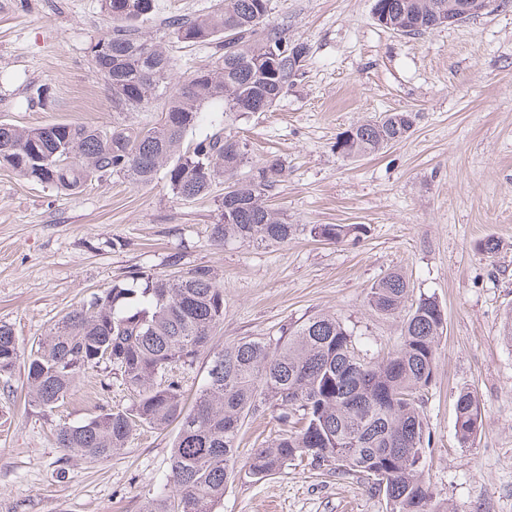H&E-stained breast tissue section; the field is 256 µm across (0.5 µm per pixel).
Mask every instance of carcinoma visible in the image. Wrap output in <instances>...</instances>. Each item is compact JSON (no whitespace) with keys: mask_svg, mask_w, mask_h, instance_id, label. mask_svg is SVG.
I'll list each match as a JSON object with an SVG mask.
<instances>
[{"mask_svg":"<svg viewBox=\"0 0 512 512\" xmlns=\"http://www.w3.org/2000/svg\"><path fill=\"white\" fill-rule=\"evenodd\" d=\"M270 2L217 0L204 17L167 18L176 42L215 48L211 65L174 84L167 48L142 30L155 14V0H100L112 28L89 43L87 54L94 72L112 89V109L135 112L162 98L165 118L110 131L64 122L0 123V165L64 193L115 175L148 186L162 172L174 196L194 200L222 179L231 194L213 224L215 246L288 243L297 225L266 204L283 171L280 159L250 166L238 140L220 131L184 142L199 123L202 106L219 102L224 116L234 118L258 106L266 112L298 76L297 57L306 56V47L267 23ZM374 2L382 4L393 27L413 36L432 30L436 15L448 10V0ZM273 55L278 61L270 70ZM413 124L410 112L365 119L341 132L336 147L347 158L376 155L402 141ZM354 230L352 224H313L309 234L340 243ZM408 296L407 281L392 272L370 288L368 303L395 315ZM223 322L224 289L212 267L175 275L132 272L68 312L30 350L28 405L55 409L78 380L104 365L136 393L135 403L59 427L60 447L99 460L125 447L137 424H177L167 482L147 501L145 512H215L234 472L241 424L265 406L288 430L247 457L249 474L263 478L293 461L304 462L371 483L384 494L389 512H437L423 476V412L413 398L432 380L445 327L434 298L410 306L400 345L376 363L363 362L352 332L325 313L289 326L274 340L241 339L217 349L188 407L169 373L192 368ZM21 354L13 328L0 324V375L10 373ZM455 413L460 439L474 438L482 414L473 392L458 393Z\"/></svg>","mask_w":512,"mask_h":512,"instance_id":"1","label":"carcinoma"}]
</instances>
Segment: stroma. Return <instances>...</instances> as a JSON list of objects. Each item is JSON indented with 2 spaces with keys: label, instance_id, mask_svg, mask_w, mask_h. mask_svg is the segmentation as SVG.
<instances>
[{
  "label": "stroma",
  "instance_id": "obj_1",
  "mask_svg": "<svg viewBox=\"0 0 512 512\" xmlns=\"http://www.w3.org/2000/svg\"><path fill=\"white\" fill-rule=\"evenodd\" d=\"M145 30L176 59L175 80L213 60L182 49L164 24L200 17L215 0H157ZM269 20L309 54L267 112L225 120L202 108L194 141L226 128L251 162L274 157L283 174L267 203L301 230L288 243L216 247L212 227L223 184L183 201L164 177L147 186L120 177L72 195L0 167V324L22 348L66 312L133 271L169 274L208 265L224 290L214 347L273 338L321 313L354 334L365 360L398 344L402 315L370 307L368 292L401 273L410 301L434 297L446 317L431 383L417 394L430 435L424 477L448 512H512V0L420 36L378 25L373 0H271ZM111 24L99 0H0V122H68L111 128L123 117L92 71L86 48ZM44 87L43 102H29ZM409 112L408 136L384 152L343 157L336 137L363 119ZM159 108L128 113L157 120ZM354 224L357 239L316 240L305 225ZM494 239L495 252L483 247ZM478 398L483 423L461 446L455 400ZM27 365L0 376V512H144L165 482L175 426L134 427L124 448L90 462L59 448L56 430L134 396L112 369L80 379L50 412L28 406ZM281 432L271 411L246 418L241 458L216 512H389L383 494L354 476L289 465L256 478L243 465Z\"/></svg>",
  "mask_w": 512,
  "mask_h": 512
}]
</instances>
